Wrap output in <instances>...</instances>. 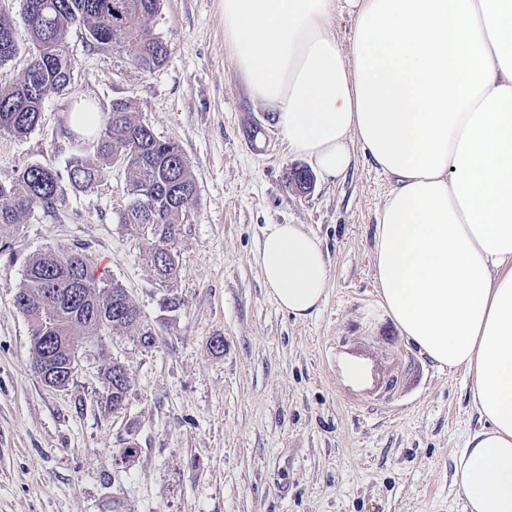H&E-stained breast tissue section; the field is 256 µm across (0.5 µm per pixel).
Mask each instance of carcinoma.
<instances>
[{
    "instance_id": "1",
    "label": "carcinoma",
    "mask_w": 512,
    "mask_h": 512,
    "mask_svg": "<svg viewBox=\"0 0 512 512\" xmlns=\"http://www.w3.org/2000/svg\"><path fill=\"white\" fill-rule=\"evenodd\" d=\"M26 36L19 38L0 8V65L25 49L30 62L23 77L0 86V133L23 137L41 120L43 104L71 84L74 69L68 49L71 28L82 27L99 45H112L129 56L139 73L159 67L166 59L165 43L151 31L148 20L160 0H23ZM93 150L99 164L72 158L67 178L76 190L94 187L100 166H124L127 203L120 223L141 240L142 256L153 267L161 287L171 288L179 272L172 244L196 198L191 167L179 146L157 138L136 117L130 103L119 101L103 116ZM61 176L42 164L19 169L8 183L0 182V251L8 241L2 232L29 213L50 211L60 200ZM14 303L28 318L32 335L40 337L34 353L65 361L64 346L79 332L99 336L114 327L135 333L149 344L152 333L123 285L97 272L84 245L47 248L27 263ZM108 402L125 401L126 368L112 363L103 374Z\"/></svg>"
}]
</instances>
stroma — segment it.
Masks as SVG:
<instances>
[{
	"mask_svg": "<svg viewBox=\"0 0 512 512\" xmlns=\"http://www.w3.org/2000/svg\"><path fill=\"white\" fill-rule=\"evenodd\" d=\"M149 25L168 56L146 74L72 29V82L26 138L0 134V181L32 163L62 173L74 156L94 160L63 119L130 102L196 181L173 246L180 306L162 307L140 240L119 222L120 165L83 192L62 181L55 212L15 225L0 251V512H467L452 474L482 427L470 377L410 347L378 297L373 233L389 177L360 152L346 176L295 192L284 174L304 161L235 67L221 0H161ZM269 224L303 225L328 252L326 299L309 318L281 310L263 284ZM79 244L156 342L121 328L78 336L81 364L53 389L30 367L31 326L13 298L30 257ZM116 360L128 377L117 411L103 384ZM391 376L395 389L379 394Z\"/></svg>",
	"mask_w": 512,
	"mask_h": 512,
	"instance_id": "stroma-1",
	"label": "stroma"
}]
</instances>
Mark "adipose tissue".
<instances>
[{"label":"adipose tissue","mask_w":512,"mask_h":512,"mask_svg":"<svg viewBox=\"0 0 512 512\" xmlns=\"http://www.w3.org/2000/svg\"><path fill=\"white\" fill-rule=\"evenodd\" d=\"M222 2L224 43L289 152L335 179L359 147L393 177L380 303L420 354L468 371L484 426L453 482L468 512H512V0ZM256 262L289 315L320 308L329 258L302 225H267Z\"/></svg>","instance_id":"obj_1"}]
</instances>
